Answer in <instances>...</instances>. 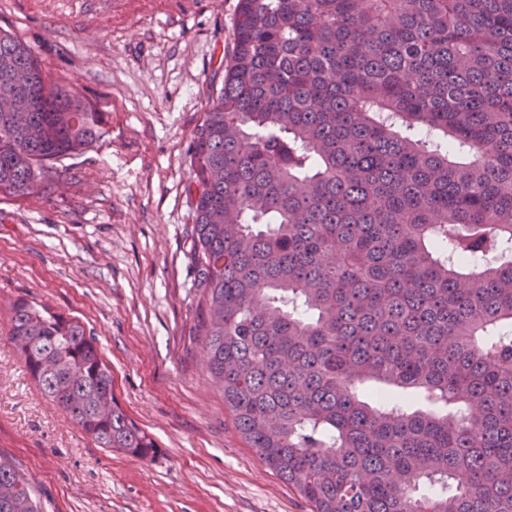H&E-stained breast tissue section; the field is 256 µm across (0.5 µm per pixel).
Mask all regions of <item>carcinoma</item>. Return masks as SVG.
<instances>
[{
  "label": "carcinoma",
  "mask_w": 512,
  "mask_h": 512,
  "mask_svg": "<svg viewBox=\"0 0 512 512\" xmlns=\"http://www.w3.org/2000/svg\"><path fill=\"white\" fill-rule=\"evenodd\" d=\"M19 69L9 196L106 135L0 30V94ZM219 70L184 191L196 335L237 430L312 512H512V0H239ZM11 311L40 393L97 447L154 460L85 326ZM5 482L0 512H44L0 452Z\"/></svg>",
  "instance_id": "carcinoma-1"
}]
</instances>
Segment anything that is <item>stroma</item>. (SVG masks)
<instances>
[{
  "label": "stroma",
  "instance_id": "35a3bbf8",
  "mask_svg": "<svg viewBox=\"0 0 512 512\" xmlns=\"http://www.w3.org/2000/svg\"><path fill=\"white\" fill-rule=\"evenodd\" d=\"M238 0H0V30L104 112L107 134L57 183L0 195V450L46 512H311L224 406L201 318L186 152L223 79ZM19 297L77 319L154 460L87 439L36 390L8 338Z\"/></svg>",
  "mask_w": 512,
  "mask_h": 512
}]
</instances>
